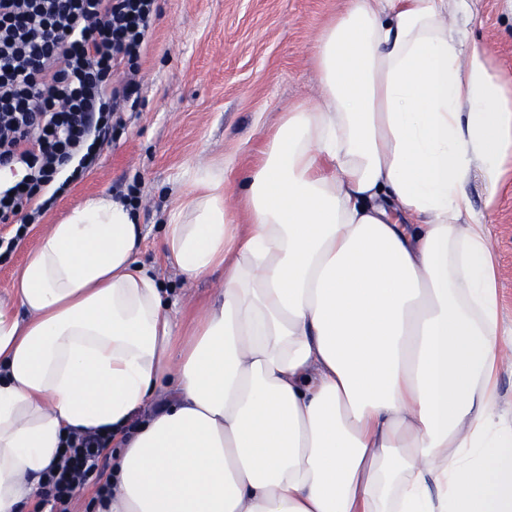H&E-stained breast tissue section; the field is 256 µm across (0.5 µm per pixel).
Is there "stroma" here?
Returning a JSON list of instances; mask_svg holds the SVG:
<instances>
[{
  "label": "stroma",
  "instance_id": "35a3bbf8",
  "mask_svg": "<svg viewBox=\"0 0 512 512\" xmlns=\"http://www.w3.org/2000/svg\"><path fill=\"white\" fill-rule=\"evenodd\" d=\"M158 5L160 15L140 60L139 110L126 113L117 141L105 147L89 174L33 225L15 252L0 260V293L12 288L48 225L84 199L125 194L135 180L144 234L139 261L159 267L182 322L191 323L223 288V272L188 282L164 264L161 240L168 216L184 195L191 170L233 149L239 161L229 176L228 194L238 198L240 181L260 145L254 115L269 126L288 104L319 95L313 49L343 0H159ZM469 40L512 76V12L503 0H478ZM488 220L499 255L503 307L512 318L511 179Z\"/></svg>",
  "mask_w": 512,
  "mask_h": 512
}]
</instances>
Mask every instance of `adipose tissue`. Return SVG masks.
<instances>
[{
    "label": "adipose tissue",
    "mask_w": 512,
    "mask_h": 512,
    "mask_svg": "<svg viewBox=\"0 0 512 512\" xmlns=\"http://www.w3.org/2000/svg\"><path fill=\"white\" fill-rule=\"evenodd\" d=\"M474 12L344 0L318 99L279 113L243 183L247 223L232 153L169 215L164 259L224 272L190 336L128 202L50 225L0 296V512L97 428L124 437L103 512H512V319L468 192L493 207L512 170V78L470 45Z\"/></svg>",
    "instance_id": "obj_1"
}]
</instances>
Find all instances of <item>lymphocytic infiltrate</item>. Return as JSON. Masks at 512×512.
I'll return each mask as SVG.
<instances>
[{
	"mask_svg": "<svg viewBox=\"0 0 512 512\" xmlns=\"http://www.w3.org/2000/svg\"><path fill=\"white\" fill-rule=\"evenodd\" d=\"M158 15V0H0V168L24 170L0 185V224L14 227L0 235V257L112 143L118 104L139 108V61ZM113 441L69 433L42 476L39 512H71L80 488L105 501Z\"/></svg>",
	"mask_w": 512,
	"mask_h": 512,
	"instance_id": "obj_1",
	"label": "lymphocytic infiltrate"
}]
</instances>
